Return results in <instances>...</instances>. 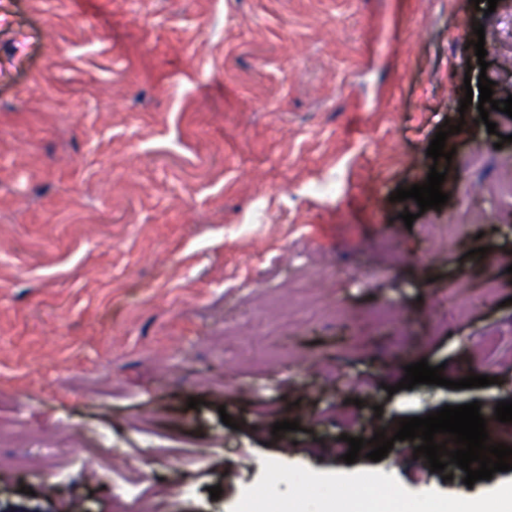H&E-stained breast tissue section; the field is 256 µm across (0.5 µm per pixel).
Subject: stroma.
Listing matches in <instances>:
<instances>
[{"mask_svg":"<svg viewBox=\"0 0 512 512\" xmlns=\"http://www.w3.org/2000/svg\"><path fill=\"white\" fill-rule=\"evenodd\" d=\"M484 68L512 87V0H0V419L85 447L66 477L42 442L28 470L0 447V512L77 495L112 512L117 473L170 488L165 512H239L264 486L289 512L284 452L355 496L512 483L468 486L453 464L443 480L394 437L404 417L512 400V201L487 191L512 142L460 107ZM446 123L457 158L435 161ZM435 164L445 205L391 201ZM450 223L467 230L443 249L418 230ZM423 359L495 382L398 389ZM284 420L299 430L273 432ZM378 432L380 461L334 451ZM179 434L198 463L160 452Z\"/></svg>","mask_w":512,"mask_h":512,"instance_id":"obj_1","label":"stroma"}]
</instances>
